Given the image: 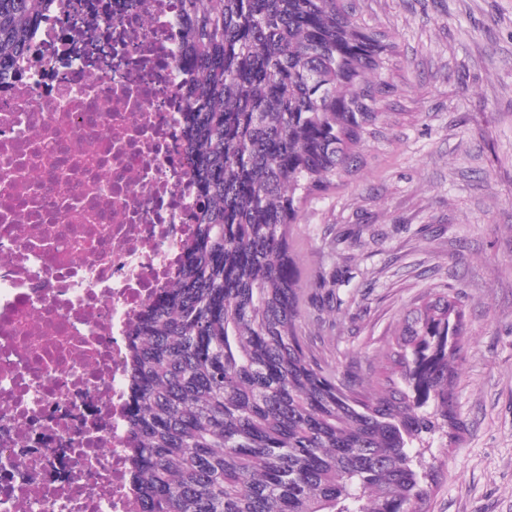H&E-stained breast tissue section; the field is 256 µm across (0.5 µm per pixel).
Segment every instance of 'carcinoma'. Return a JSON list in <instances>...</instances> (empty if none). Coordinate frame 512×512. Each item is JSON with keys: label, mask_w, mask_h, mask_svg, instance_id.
Here are the masks:
<instances>
[{"label": "carcinoma", "mask_w": 512, "mask_h": 512, "mask_svg": "<svg viewBox=\"0 0 512 512\" xmlns=\"http://www.w3.org/2000/svg\"><path fill=\"white\" fill-rule=\"evenodd\" d=\"M44 0H0V66ZM200 222L180 281L128 337L139 512H423L439 433L459 439L464 313L407 316L386 387L361 393L300 331L294 226L376 133L393 46L342 0H180Z\"/></svg>", "instance_id": "carcinoma-1"}]
</instances>
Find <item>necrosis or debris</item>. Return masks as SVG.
Instances as JSON below:
<instances>
[{
	"mask_svg": "<svg viewBox=\"0 0 512 512\" xmlns=\"http://www.w3.org/2000/svg\"><path fill=\"white\" fill-rule=\"evenodd\" d=\"M176 0H46L0 73V512H138L127 338L196 222Z\"/></svg>",
	"mask_w": 512,
	"mask_h": 512,
	"instance_id": "obj_1",
	"label": "necrosis or debris"
}]
</instances>
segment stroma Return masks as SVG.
Instances as JSON below:
<instances>
[{
  "label": "stroma",
  "mask_w": 512,
  "mask_h": 512,
  "mask_svg": "<svg viewBox=\"0 0 512 512\" xmlns=\"http://www.w3.org/2000/svg\"><path fill=\"white\" fill-rule=\"evenodd\" d=\"M345 2L392 44L393 91L358 168L294 228L308 275L302 331L321 364L372 390L410 310L458 294L464 430L429 450L426 510L512 512V0Z\"/></svg>",
  "instance_id": "stroma-1"
}]
</instances>
